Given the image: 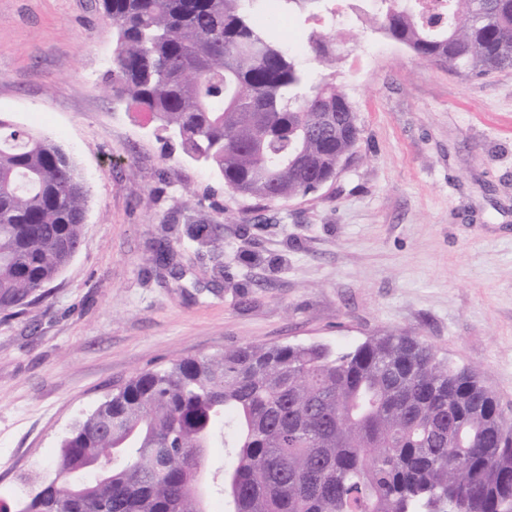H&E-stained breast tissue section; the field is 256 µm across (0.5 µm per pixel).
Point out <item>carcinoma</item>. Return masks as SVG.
I'll use <instances>...</instances> for the list:
<instances>
[{
  "instance_id": "carcinoma-1",
  "label": "carcinoma",
  "mask_w": 512,
  "mask_h": 512,
  "mask_svg": "<svg viewBox=\"0 0 512 512\" xmlns=\"http://www.w3.org/2000/svg\"><path fill=\"white\" fill-rule=\"evenodd\" d=\"M114 96L231 191L305 196L359 137L344 90L312 80L256 0H98ZM429 19L373 0L371 23L466 76L512 67V0H447ZM90 186L55 140L0 117V313L20 314L77 253ZM201 224V245L223 242ZM219 443L224 512H512V425L479 372L409 336L247 344L145 371L61 441L16 512H201L193 474ZM108 465L106 480L90 463Z\"/></svg>"
}]
</instances>
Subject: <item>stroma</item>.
<instances>
[{
	"label": "stroma",
	"mask_w": 512,
	"mask_h": 512,
	"mask_svg": "<svg viewBox=\"0 0 512 512\" xmlns=\"http://www.w3.org/2000/svg\"><path fill=\"white\" fill-rule=\"evenodd\" d=\"M327 4L294 13L288 47L316 76L307 35H330L357 147L316 192L267 201L113 98L95 0H0V114L64 145L91 188L47 297L0 313V501H28L71 425L131 377L232 346L412 336L477 369L512 419V69L461 76ZM190 224L222 225L223 252Z\"/></svg>",
	"instance_id": "35a3bbf8"
}]
</instances>
